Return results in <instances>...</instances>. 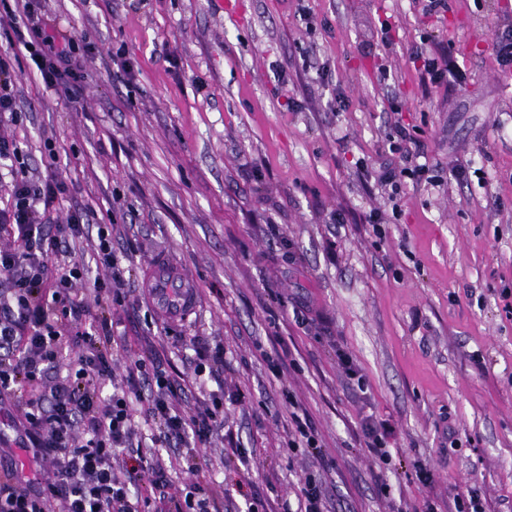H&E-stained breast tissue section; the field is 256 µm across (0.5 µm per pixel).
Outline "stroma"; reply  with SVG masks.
I'll return each instance as SVG.
<instances>
[{
    "instance_id": "1",
    "label": "stroma",
    "mask_w": 512,
    "mask_h": 512,
    "mask_svg": "<svg viewBox=\"0 0 512 512\" xmlns=\"http://www.w3.org/2000/svg\"><path fill=\"white\" fill-rule=\"evenodd\" d=\"M39 2L54 29L95 47L75 102L45 89L28 53L14 62L27 117L9 133L29 168L64 183L54 215L103 223L121 200L112 243L138 246L132 298L157 258L197 289L181 322L113 310L130 358L171 364L189 409L216 384L184 366L168 329L224 345L236 447L218 435L161 449L173 479L219 489V512L251 498L296 512L308 475L329 512H456L474 491L485 512H512V69L490 53L512 31V0H448L437 18L416 0ZM426 37L451 45L463 86L422 85ZM399 125L424 153L396 165L427 169L395 193L370 171ZM293 399L326 463L290 447ZM369 414L394 430L389 464L366 444Z\"/></svg>"
}]
</instances>
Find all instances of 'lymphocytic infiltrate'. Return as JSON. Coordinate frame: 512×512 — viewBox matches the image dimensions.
<instances>
[{
  "label": "lymphocytic infiltrate",
  "mask_w": 512,
  "mask_h": 512,
  "mask_svg": "<svg viewBox=\"0 0 512 512\" xmlns=\"http://www.w3.org/2000/svg\"><path fill=\"white\" fill-rule=\"evenodd\" d=\"M7 49L0 51V182L9 187L0 206V410L12 409L16 439L0 433V512H213V491L199 481L164 496L169 481L156 447L187 439L209 445L224 428V393L179 409L180 379L153 356L128 360L124 339L108 317L87 321L89 303L114 308L127 301L126 269L112 247V225L90 229L82 217L51 222L45 208L64 191L55 177L29 171L6 127L24 118L17 105L13 61L25 50L46 89L77 94L83 79L75 38L55 33L37 9L25 7ZM415 59L424 85L465 82L445 45L420 47ZM96 235L92 258L104 275L88 280L74 260L78 243ZM124 364L121 378L112 368ZM110 379L102 395L97 381ZM147 395L151 435L136 425L130 398ZM46 463L51 480L21 477L14 449Z\"/></svg>",
  "instance_id": "obj_1"
}]
</instances>
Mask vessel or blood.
Returning <instances> with one entry per match:
<instances>
[{
    "mask_svg": "<svg viewBox=\"0 0 512 512\" xmlns=\"http://www.w3.org/2000/svg\"><path fill=\"white\" fill-rule=\"evenodd\" d=\"M147 286L151 301L158 314L175 320L190 312L195 306L192 282L180 266L166 260H155L148 273Z\"/></svg>",
    "mask_w": 512,
    "mask_h": 512,
    "instance_id": "obj_1",
    "label": "vessel or blood"
}]
</instances>
